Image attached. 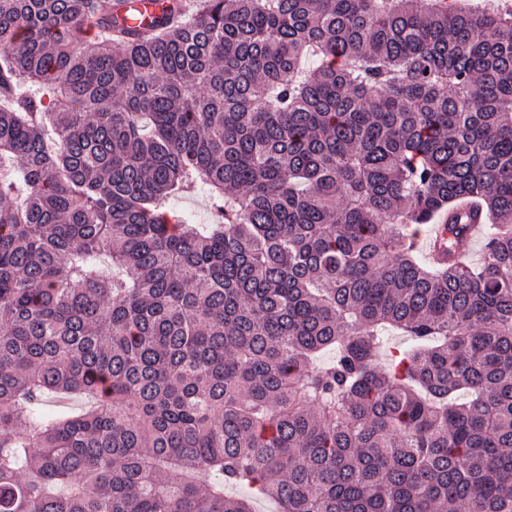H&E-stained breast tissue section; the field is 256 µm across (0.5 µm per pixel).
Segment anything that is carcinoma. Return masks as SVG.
Wrapping results in <instances>:
<instances>
[{
    "label": "carcinoma",
    "instance_id": "cac0c4a2",
    "mask_svg": "<svg viewBox=\"0 0 512 512\" xmlns=\"http://www.w3.org/2000/svg\"><path fill=\"white\" fill-rule=\"evenodd\" d=\"M129 2L0 0V512H512V0ZM173 207L178 211L192 212L202 220L207 219L210 214V203L206 191H198L191 196L176 199ZM225 493L231 496L250 499L255 512L276 511V505L273 501L257 496L254 491L247 486H225Z\"/></svg>",
    "mask_w": 512,
    "mask_h": 512
}]
</instances>
